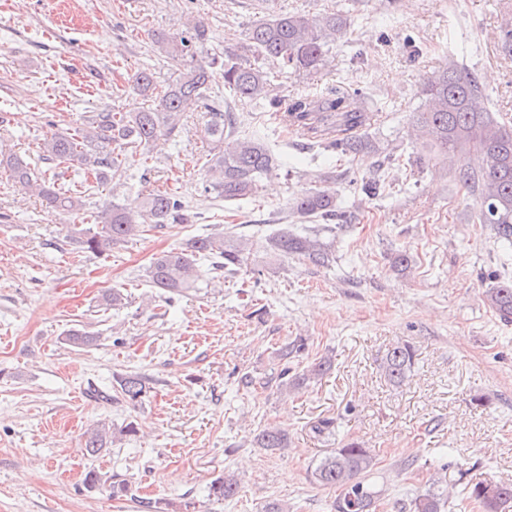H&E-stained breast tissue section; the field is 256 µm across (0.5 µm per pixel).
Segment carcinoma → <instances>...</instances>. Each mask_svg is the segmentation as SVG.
Returning a JSON list of instances; mask_svg holds the SVG:
<instances>
[{"instance_id": "cac0c4a2", "label": "carcinoma", "mask_w": 512, "mask_h": 512, "mask_svg": "<svg viewBox=\"0 0 512 512\" xmlns=\"http://www.w3.org/2000/svg\"><path fill=\"white\" fill-rule=\"evenodd\" d=\"M351 24L338 11L310 15L306 12L273 13L259 17L248 29L242 52H224V90L226 98L209 92L210 64L197 59L196 46L206 40L205 25L198 21L180 36L160 35L155 43L170 66L180 76L159 98L155 107L127 114L97 112L86 126L71 135H54L41 146L43 159L60 166L76 161L96 180L108 179L128 149L145 147L158 139L178 134V120L190 102L208 101L205 133L211 145L209 159L213 179L203 193L226 201L256 196L263 177L279 169V161L260 137L235 138L238 130L237 104L266 100L273 107L274 73L317 72L326 66L331 46L346 37ZM269 64L263 69L251 63ZM133 87L143 93L152 91L153 74L147 68L131 77ZM423 104L410 113L412 123L426 142L416 161H445L453 156L462 161L459 181L477 194L478 220L494 227L496 238L512 250V128L485 106L488 95L472 70L464 63L451 61L432 72L421 85ZM373 113L361 105L360 92L350 86L331 88L325 93H300L288 102L284 122L308 131L306 148H320L340 156L372 151L375 145L360 134ZM13 179L28 186L32 181L31 163L17 154L0 158V166ZM38 191L46 204L63 213L82 209L81 197L54 181H42ZM290 209L303 219L320 225L311 234L301 236L287 231L266 240V251L274 255H296L317 266L333 259L331 247L320 235L333 231L330 224L341 221L336 210V195L327 186L314 185L291 199ZM186 221L183 203L175 193L154 191L141 194L129 205H114L102 212L96 230L73 229L81 248L102 255L112 246L135 237L149 224H182ZM244 248L238 239L225 233L194 237L181 249L154 257L148 267L151 287L178 293L192 287L196 268L206 264L210 271L232 275L246 266ZM489 307L504 321H512V281H499L485 290ZM414 366V351L407 343H397L386 353L381 369L387 381L402 385ZM324 358L302 373H279L280 387L300 386L321 379L331 369ZM122 396L131 404L146 394L142 378L130 373L119 379ZM133 436L137 428L129 423L115 432L112 426L97 424L82 434V451L98 456L112 446L116 435ZM256 444L267 450L288 446L287 434L274 427L263 429ZM373 457L369 449L350 441L324 456L313 471L315 482L337 492L333 512H376L378 491L369 480ZM91 488L103 487L114 497L128 492V485L92 470L85 478ZM238 482L232 476L213 480L208 497L216 501L233 499ZM469 501L483 512H512V484L477 482L469 490ZM443 496L428 492L410 503V512H443Z\"/></svg>"}]
</instances>
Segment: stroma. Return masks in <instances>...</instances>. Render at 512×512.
<instances>
[{
  "label": "stroma",
  "mask_w": 512,
  "mask_h": 512,
  "mask_svg": "<svg viewBox=\"0 0 512 512\" xmlns=\"http://www.w3.org/2000/svg\"><path fill=\"white\" fill-rule=\"evenodd\" d=\"M257 0H0V152L26 155L35 178L78 189L83 207L64 217L0 168V512H331L334 491L319 487L320 458L355 440L370 448L378 512H399L419 494L453 488L445 512H472L464 493L478 481L512 483V322L487 306L484 291L501 275L491 225L457 164L412 165L409 114L422 79L464 58L486 81L493 112L512 119V57L497 32L512 0H269L271 10L347 14L352 34L333 45L316 73L276 75L288 100L347 81L376 103L368 130L375 148L325 159L300 149L261 105L238 106L240 134L262 130L287 170L264 179L255 198L211 203L205 103L183 112L176 142L159 140L123 156L116 176L85 180L80 164L40 158L44 139L83 126L95 112H141L176 81L153 42L202 21L212 90L224 87V53L245 40ZM151 69L155 90L134 92L131 76ZM347 223L324 235L335 255L319 267L266 255L265 237L303 232L286 207L329 168ZM380 178V196L361 193ZM180 194L186 221L149 227L105 255L82 251L72 224L93 226L99 211L151 191ZM237 227L251 245L252 275L209 274L168 294L151 287L155 254L202 233ZM408 255L397 271L393 258ZM121 290L120 307L106 293ZM98 332L76 348L68 330ZM305 348L280 361L294 339ZM405 342L415 351L403 385L380 364ZM333 361L320 381L293 393L273 383L282 366L306 370ZM127 373L147 393L130 404L118 392ZM324 419L330 433H315ZM106 422L134 436L115 438L89 458L83 432ZM267 427L286 431L281 451L259 448ZM125 479L126 496L88 488L86 470ZM233 475L236 498L214 502L210 483Z\"/></svg>",
  "instance_id": "35a3bbf8"
}]
</instances>
